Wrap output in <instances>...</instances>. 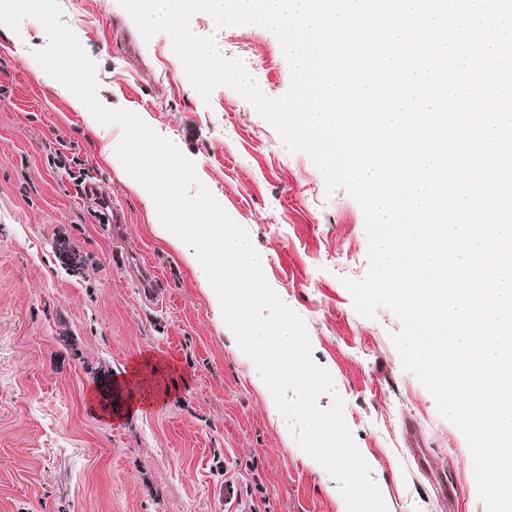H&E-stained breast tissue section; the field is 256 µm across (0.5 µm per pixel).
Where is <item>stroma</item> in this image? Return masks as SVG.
<instances>
[{
  "label": "stroma",
  "mask_w": 512,
  "mask_h": 512,
  "mask_svg": "<svg viewBox=\"0 0 512 512\" xmlns=\"http://www.w3.org/2000/svg\"><path fill=\"white\" fill-rule=\"evenodd\" d=\"M96 64L97 97L149 117L198 159L197 177L266 251V280L306 323L314 361L388 512H487L467 442L404 370L398 317L360 316L343 281L368 268L365 218L327 193L303 153L235 90L203 100L165 32L144 39L118 0H59ZM269 97L291 73L277 37L217 30ZM0 31V512H341L297 441H284L255 364L224 336L194 270L154 230L144 200L113 174L103 142ZM66 243L60 255L58 243ZM154 272L145 298L139 268ZM153 395L134 409L132 366ZM233 486L232 498L214 493Z\"/></svg>",
  "instance_id": "obj_1"
}]
</instances>
